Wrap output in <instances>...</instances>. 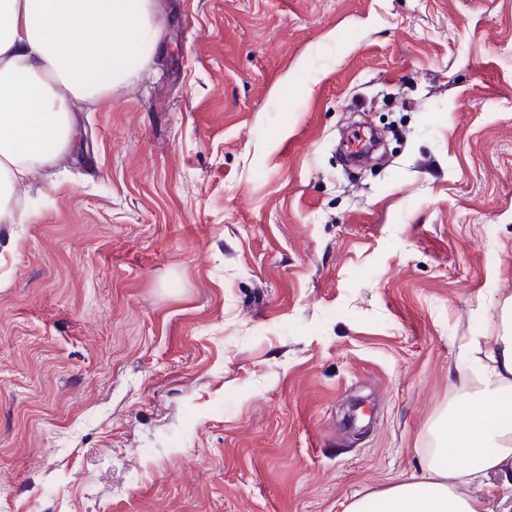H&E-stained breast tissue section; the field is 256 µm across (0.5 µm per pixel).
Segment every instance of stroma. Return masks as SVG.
<instances>
[{
  "instance_id": "35a3bbf8",
  "label": "stroma",
  "mask_w": 512,
  "mask_h": 512,
  "mask_svg": "<svg viewBox=\"0 0 512 512\" xmlns=\"http://www.w3.org/2000/svg\"><path fill=\"white\" fill-rule=\"evenodd\" d=\"M160 3L0 223V512H346L512 299V0Z\"/></svg>"
}]
</instances>
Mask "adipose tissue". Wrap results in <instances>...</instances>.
<instances>
[{"label": "adipose tissue", "instance_id": "adipose-tissue-1", "mask_svg": "<svg viewBox=\"0 0 512 512\" xmlns=\"http://www.w3.org/2000/svg\"><path fill=\"white\" fill-rule=\"evenodd\" d=\"M162 36L156 0H0V221L18 184L67 151L75 101L102 103L146 67ZM488 365L441 418L419 478L347 512H512V301Z\"/></svg>", "mask_w": 512, "mask_h": 512}]
</instances>
